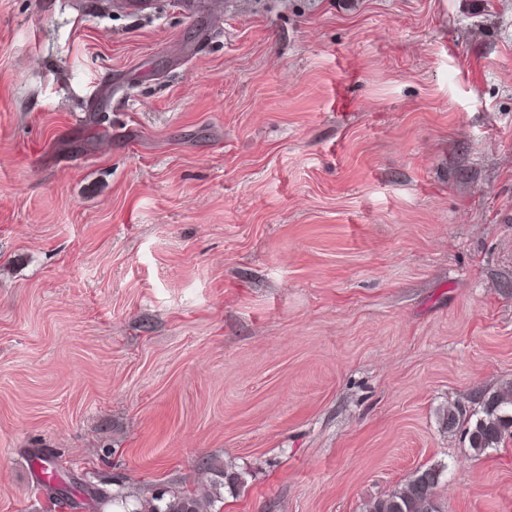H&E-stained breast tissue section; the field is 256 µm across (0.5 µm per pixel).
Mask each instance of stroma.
Segmentation results:
<instances>
[{"label":"stroma","mask_w":512,"mask_h":512,"mask_svg":"<svg viewBox=\"0 0 512 512\" xmlns=\"http://www.w3.org/2000/svg\"><path fill=\"white\" fill-rule=\"evenodd\" d=\"M0 0V512H512V0ZM480 407L468 416L466 410L448 408L444 421L448 431L465 426L464 434L476 453L498 448L506 435L512 438V388L485 394ZM442 469L420 468L403 487L377 499L368 512H446L436 495ZM101 504H118L123 512H212L214 492L206 490L197 493H185L178 490L165 491L150 496L134 491H125V487L108 490L95 488L91 491Z\"/></svg>","instance_id":"stroma-1"}]
</instances>
